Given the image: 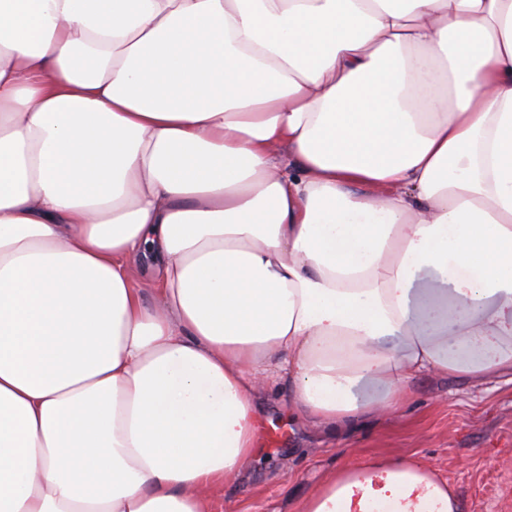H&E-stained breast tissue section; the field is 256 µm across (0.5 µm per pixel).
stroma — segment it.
Wrapping results in <instances>:
<instances>
[{
    "label": "stroma",
    "instance_id": "obj_1",
    "mask_svg": "<svg viewBox=\"0 0 512 512\" xmlns=\"http://www.w3.org/2000/svg\"><path fill=\"white\" fill-rule=\"evenodd\" d=\"M410 390L396 417L336 442L289 413L287 389L264 396L261 448L238 484L206 491L211 512H299L335 472L378 457L428 463L459 512H512V372L421 376Z\"/></svg>",
    "mask_w": 512,
    "mask_h": 512
}]
</instances>
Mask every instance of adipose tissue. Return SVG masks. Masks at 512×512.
I'll return each instance as SVG.
<instances>
[{
	"label": "adipose tissue",
	"instance_id": "obj_1",
	"mask_svg": "<svg viewBox=\"0 0 512 512\" xmlns=\"http://www.w3.org/2000/svg\"><path fill=\"white\" fill-rule=\"evenodd\" d=\"M509 370L512 0H0V512H209L263 394L342 438Z\"/></svg>",
	"mask_w": 512,
	"mask_h": 512
}]
</instances>
